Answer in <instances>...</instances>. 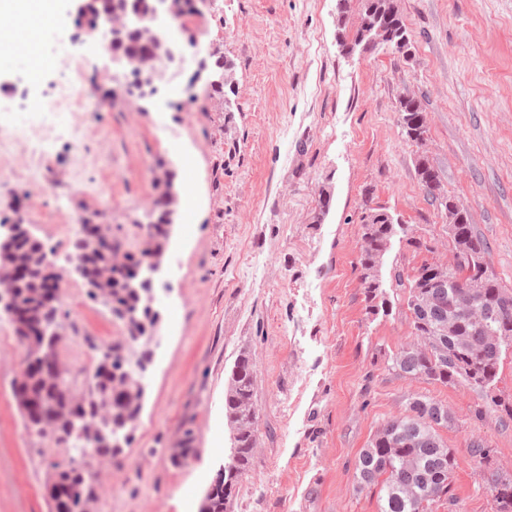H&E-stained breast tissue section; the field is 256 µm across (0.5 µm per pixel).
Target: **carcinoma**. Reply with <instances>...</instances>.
<instances>
[{"instance_id": "obj_1", "label": "carcinoma", "mask_w": 512, "mask_h": 512, "mask_svg": "<svg viewBox=\"0 0 512 512\" xmlns=\"http://www.w3.org/2000/svg\"><path fill=\"white\" fill-rule=\"evenodd\" d=\"M360 2V25L356 29L351 26L341 29L345 38L361 47L366 42L365 30L381 26L389 34L391 53L410 58L413 43L397 0ZM155 5L156 0H93L86 24L95 27L96 21L111 9L149 17ZM112 56L126 65L132 78L130 87L142 94L145 89L153 88V82L142 74L158 69L161 60L178 68L184 60L182 43L170 32L164 30L158 38L149 41L134 27L112 39ZM214 66L218 72L209 83L210 95L224 99L228 107L230 100L226 98L225 88L233 87V65L221 57ZM399 114L408 137L413 129L427 125L426 111L418 99L407 104L399 100ZM432 171L430 176L421 171L418 176L425 195L436 202V188L441 180L438 169L434 167ZM174 178L175 173L170 171L166 182L158 186L157 206L148 214V234L140 258L128 256L129 265L116 271L110 287L87 291L90 299L109 308L112 316L124 325L126 335L110 344L92 345L98 352L93 374L77 392L72 391L73 382L67 379L68 371L62 365L46 376L23 373L14 383V387L24 389L43 407L41 419H25L26 427L41 437H50L57 445L80 452L79 459L54 466L49 476V485L67 482L72 488L64 512H85L88 503L97 501L92 463L116 457L133 440L145 397V373L153 359L152 345L161 321L160 311L151 304L150 292L162 264L151 260L150 255L165 251L169 242L165 225L175 223L164 212ZM364 211L378 214V220L367 225L364 233L356 266L360 279H369L371 272L383 267L385 254L396 239L406 242L416 252H432L428 239L413 234L408 225L399 223L385 208L367 203ZM98 235L97 246L78 257L84 280L113 267L120 250V243L111 239L104 228H99ZM451 243L456 252L471 257L472 261L454 268L426 258L410 273L395 267L392 269L395 283L390 289L383 287L381 279L364 288L366 314L375 319L401 309L417 337V342L401 345L386 355L387 370L411 380L422 379L442 386L464 385L483 401L478 412L495 411L501 421H512V403L496 396L502 356L512 347V288H501L500 280H495L485 298L486 314L481 320L459 318V332L444 329L452 316V307L462 300L460 280L464 272L468 270L476 276L491 269L488 247L472 224L456 225ZM13 246L17 252L45 258L44 242L27 229L18 232ZM43 288L38 273L16 288L15 310H25L30 318L23 321L12 318L14 334L26 346L27 354L48 349L56 359L63 337L57 335L49 341L41 334H31L32 327L41 321L59 325L68 316L62 303L44 301ZM224 409L228 428L235 437L234 473L219 476L213 494L203 498L199 512H230L237 485L249 471L257 447L254 365L245 353L235 360L227 377ZM452 421L448 407L441 401L419 394L410 396L404 411L385 421L360 451L355 461L356 489L379 488L380 512H427L430 505L441 501L459 504L451 490L459 459L439 434ZM491 452L482 440H470L469 461L482 474L491 467ZM198 455L192 432L187 430L183 446L173 451L170 463L183 469L195 462ZM482 482L493 502L512 501V484H498L485 476Z\"/></svg>"}]
</instances>
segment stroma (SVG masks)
I'll return each instance as SVG.
<instances>
[{
  "label": "stroma",
  "instance_id": "1",
  "mask_svg": "<svg viewBox=\"0 0 512 512\" xmlns=\"http://www.w3.org/2000/svg\"><path fill=\"white\" fill-rule=\"evenodd\" d=\"M400 8L412 58L383 49L348 58L336 42V0H212L196 28L204 47L234 64L225 100L207 98L212 72L198 70L194 49L181 71L162 69L156 95L142 97L126 93L125 70L99 34L71 24L56 36L0 18L27 48L20 59L0 56V125L20 104L38 117L58 85L87 92L84 109L59 115L85 131L81 149L66 137L40 155L18 145L5 162L9 180H0V217L21 215L70 270L59 347L69 374L94 359L92 343L125 333L71 272L81 218L101 213L122 252L135 254L157 175L173 170L193 188L153 285L161 322L135 439L92 466L96 512H185L187 486L202 499L231 445L224 384L244 351L255 365L258 444L232 512H379L378 489L356 490L354 464L412 394L442 401L453 417L440 435L462 460L453 488L463 512H493L466 448L482 439L493 466L512 470V425L492 412L475 419L477 397L466 387L384 369L383 353L413 342L412 328L402 313L366 317L355 263L368 204L430 240V260H451L448 218L416 173L424 154L512 288V0H400ZM62 45L80 67L59 66ZM193 75L198 101L179 108ZM405 95L425 107V145L401 127ZM14 338L0 314V342H10L0 346V512H50L46 480L73 452L26 427L12 394L23 364ZM187 426L199 458L176 469L169 456Z\"/></svg>",
  "mask_w": 512,
  "mask_h": 512
}]
</instances>
